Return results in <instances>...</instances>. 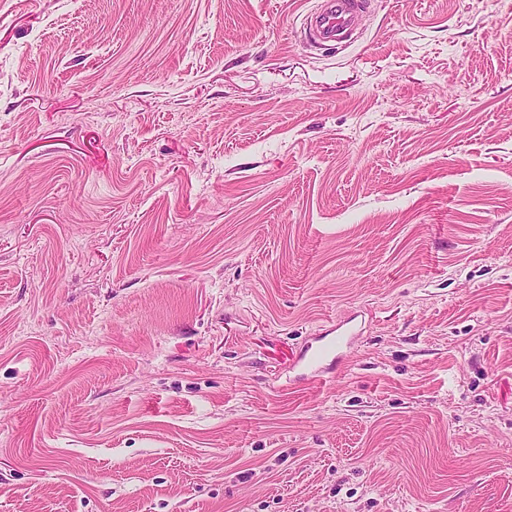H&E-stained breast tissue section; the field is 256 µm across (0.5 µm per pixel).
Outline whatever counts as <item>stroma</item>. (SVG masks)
Listing matches in <instances>:
<instances>
[{"instance_id":"1","label":"stroma","mask_w":512,"mask_h":512,"mask_svg":"<svg viewBox=\"0 0 512 512\" xmlns=\"http://www.w3.org/2000/svg\"><path fill=\"white\" fill-rule=\"evenodd\" d=\"M320 2L0 0V512H512V0ZM368 7V0H327L306 18V32L314 43L340 42L353 35V18ZM350 322L336 323L327 333L331 336H314L308 342L294 364L298 368L297 381L306 385L317 384L329 373L331 366L338 367L343 363L361 335L360 330L349 325Z\"/></svg>"}]
</instances>
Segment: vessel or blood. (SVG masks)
I'll use <instances>...</instances> for the list:
<instances>
[{"instance_id": "vessel-or-blood-1", "label": "vessel or blood", "mask_w": 512, "mask_h": 512, "mask_svg": "<svg viewBox=\"0 0 512 512\" xmlns=\"http://www.w3.org/2000/svg\"><path fill=\"white\" fill-rule=\"evenodd\" d=\"M367 6L368 0H326L306 19L310 40L318 44L351 38L353 18ZM359 335V330L344 321L332 327L329 335L313 337L295 362L297 381L306 385L321 382L331 366L343 363Z\"/></svg>"}]
</instances>
